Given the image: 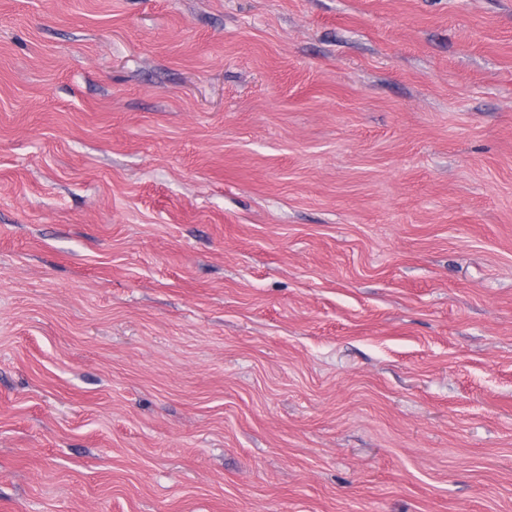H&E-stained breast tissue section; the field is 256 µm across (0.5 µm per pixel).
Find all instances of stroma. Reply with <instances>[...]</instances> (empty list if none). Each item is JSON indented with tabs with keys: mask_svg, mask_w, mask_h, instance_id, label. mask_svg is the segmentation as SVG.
I'll use <instances>...</instances> for the list:
<instances>
[{
	"mask_svg": "<svg viewBox=\"0 0 512 512\" xmlns=\"http://www.w3.org/2000/svg\"><path fill=\"white\" fill-rule=\"evenodd\" d=\"M0 512H512V0H0Z\"/></svg>",
	"mask_w": 512,
	"mask_h": 512,
	"instance_id": "1",
	"label": "stroma"
}]
</instances>
